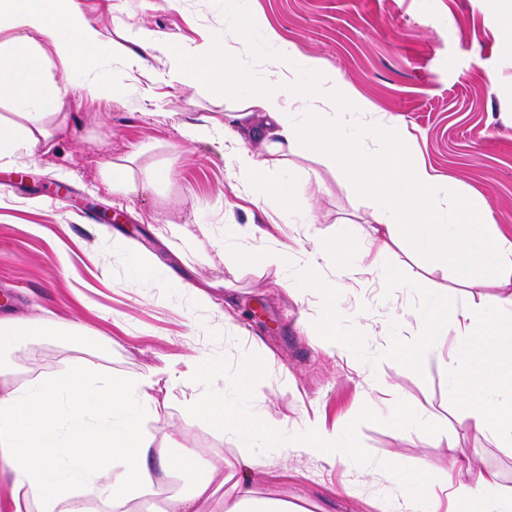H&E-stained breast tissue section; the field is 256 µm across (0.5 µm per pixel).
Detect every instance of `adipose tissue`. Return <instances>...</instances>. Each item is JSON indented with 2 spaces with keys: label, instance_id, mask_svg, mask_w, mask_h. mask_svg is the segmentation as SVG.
<instances>
[{
  "label": "adipose tissue",
  "instance_id": "1",
  "mask_svg": "<svg viewBox=\"0 0 512 512\" xmlns=\"http://www.w3.org/2000/svg\"><path fill=\"white\" fill-rule=\"evenodd\" d=\"M2 29L10 35L0 41V98L40 115L60 111L73 88L68 80L48 82L49 51L65 72H82L85 92L92 95L106 86L118 102L126 100L127 87L108 83V63L139 68L142 51L157 47L170 62L169 77L186 87L232 96L251 82L240 61L250 51L251 39H241L239 49L232 50L215 34L188 52L178 43L161 41L155 30L129 26L122 42L111 46L85 17L80 0H0ZM266 43L271 51L269 83L227 109L223 118L184 125V137L201 141L222 135L235 141L234 175L245 193L255 205L270 203L283 214L294 210L296 197L271 166L287 164L300 143L353 175L374 203L373 222L362 240L348 239L340 227L332 239L314 244L301 265L304 280H315L326 264L340 270L347 289L362 277H381L383 255L409 240L431 248L437 268L453 269L457 284L473 286V268L488 269L492 291L453 309L442 298H424L417 312V340L393 345L389 352L420 369L448 330L463 336L464 344L448 359L451 402L467 407L462 421L466 430L512 445V236L492 224L481 196L460 194L450 207H441L446 183L413 163L400 141L388 137L385 122L365 127L367 138L385 140L383 154L342 138L339 116L372 111V104L339 93L338 78L321 59L298 56L276 33H269ZM318 72L324 75L323 84L304 83V75ZM257 114L262 124L254 123ZM248 139L260 142L261 152L245 147ZM467 234L474 236L475 245L461 261L459 243ZM46 329L40 317H0V351L20 350ZM166 374L163 380L153 375L116 378L80 360L22 380L0 370V476L10 484V512H148L157 495L163 498L160 512H202L211 501L214 512H293L287 501L259 496L246 469L263 465L273 448L284 456L304 454L330 463L357 453L353 447H338V431L316 421L291 443H281L280 420L244 408L262 375L255 360L238 365L234 396L206 388L185 405L189 416L241 440L237 463L225 467L201 462L188 449L172 452L143 436L141 416L166 408L164 386L206 383L219 370L200 352L186 371L170 368ZM185 475L191 478L186 492L174 485ZM408 482L420 495L396 501L394 512H442V488L449 490L454 512H512V497H487L498 482L489 469L459 467L438 489L423 470Z\"/></svg>",
  "mask_w": 512,
  "mask_h": 512
}]
</instances>
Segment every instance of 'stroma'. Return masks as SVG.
<instances>
[{
    "mask_svg": "<svg viewBox=\"0 0 512 512\" xmlns=\"http://www.w3.org/2000/svg\"><path fill=\"white\" fill-rule=\"evenodd\" d=\"M87 18L108 38L143 25L168 40L192 44L222 33L236 45L240 31L224 0H80ZM258 29L271 28L302 56L323 60L345 89L372 102L392 121L408 157L448 181L449 195H481L490 219L512 234V0H240ZM140 71L114 65V79L131 84L125 103L108 89L90 96L75 86L60 113L43 116L47 138L32 156L0 165V314L75 321L93 334L79 345L64 336L35 337L25 350L0 354L17 378L53 371L62 361L87 358L107 372L136 377L165 361L205 351L224 368L214 387L232 392L251 339L268 349L263 374L246 406L283 423L282 441L318 413L329 427H351L358 456L333 464L270 453L250 479L264 495L304 512H389L405 490L403 473L427 470L443 478L471 464L496 471L494 497L512 496V447L466 432V410L449 405L447 364L416 370L387 355L394 343H414L412 310L422 298L409 284L435 261L408 243L383 259L385 280L364 278L336 299L341 332L359 336L353 351L326 350L312 324L325 285L341 281L334 267L316 285L288 292L274 272L218 257L228 224H257L268 244L295 253L330 238L345 224L359 239L373 203L351 175L326 164L308 145L290 156L289 171L306 170L325 184L317 198L300 199L293 218L261 211L232 187L230 149L222 140L191 142L180 125L223 117L233 99L161 80L162 52ZM496 84L487 87L486 75ZM130 163L136 185L113 194L112 167ZM170 178L150 190V171ZM120 212L121 223L106 214ZM152 253L160 282L138 278L133 251ZM204 287L201 306L187 285ZM238 310L224 322L225 304ZM263 317H255L256 309ZM178 384L160 415L141 419L144 434L172 448H194L206 460L235 463L240 441L198 424L184 410L198 394ZM404 403L422 423L459 442L448 452L417 426L396 430L389 401ZM398 457L403 471L385 462Z\"/></svg>",
    "mask_w": 512,
    "mask_h": 512,
    "instance_id": "35a3bbf8",
    "label": "stroma"
}]
</instances>
